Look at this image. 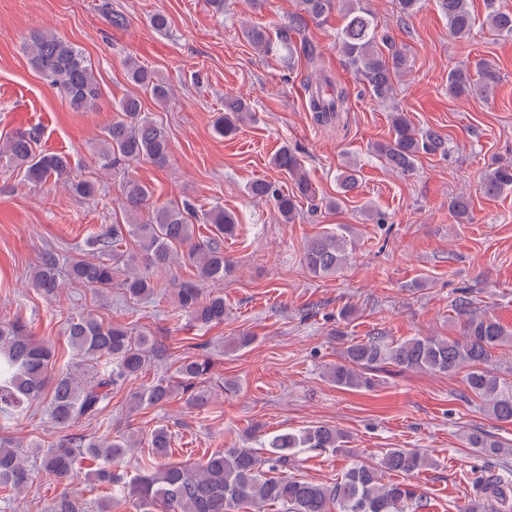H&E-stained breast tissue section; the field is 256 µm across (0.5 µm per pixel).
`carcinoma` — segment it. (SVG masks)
Masks as SVG:
<instances>
[{"label": "carcinoma", "instance_id": "cac0c4a2", "mask_svg": "<svg viewBox=\"0 0 512 512\" xmlns=\"http://www.w3.org/2000/svg\"><path fill=\"white\" fill-rule=\"evenodd\" d=\"M438 10L448 19L450 32L458 38L471 35L475 18L468 0H436ZM486 23L500 35L512 37V12L487 0ZM343 16V26L336 35V47L347 67L364 84L374 99L381 102L395 91V82L404 74L408 59L397 49L391 37L381 33L371 10L362 0H300L298 10L288 14V22L270 34L266 28L248 25L242 33L254 51L262 56L294 59L302 54L317 65L320 52L308 41L294 40L306 31L309 23H320L333 11ZM30 66L68 100L77 112H94L99 108L101 88L92 64L83 51L55 32L35 30L25 42ZM128 77L150 90L159 103L167 102L172 88L148 67L129 59L125 62ZM499 82V72L486 59L475 64V72L455 69L448 72V92L460 96L473 91L489 94ZM309 110L320 125H329L345 111L346 89L327 74L307 76ZM112 122L103 128L95 158L104 170L124 172L121 184L122 207L127 222L112 224L84 242L87 255L65 259L68 275L76 282L107 291L118 275L120 285L132 298L152 297L157 284L149 270L169 266L182 257L196 268L195 279L176 284V310L201 327L224 323V296L205 293L209 285L224 283L233 276L234 261L224 254V239L235 236L237 217L215 206L202 210L188 202L170 203L149 208L152 191L145 183L129 175V169L143 160L165 167L170 159V138L163 123L142 110L135 97H126L112 107ZM252 115L251 104L242 97L224 103V114L214 124V132L223 138L233 137L240 124ZM41 128L33 126L19 132L0 145V161L6 160L30 184H42L54 178L66 182L76 196L91 198L95 185L71 173L69 159L40 149ZM390 169L409 173L422 154L445 156L448 142L437 131H418L406 113L391 115V137L374 147ZM271 163L288 175L298 193H288L276 184L254 181L248 192L252 197L270 201L283 224L294 222L300 199L319 201L328 210H336L343 198L358 186L356 169L337 175V195L316 199L301 159L290 148L281 147ZM483 193L496 198L512 192V161H501L482 178ZM449 210L462 223L472 219L470 200L453 197ZM206 224L212 236L201 239L195 228ZM132 239L138 251L120 249ZM351 242L344 226L321 232L309 239L303 249L302 263L314 277L336 275L347 264ZM59 254L47 250L37 257L31 286L45 297L53 298L58 285ZM462 319V338L448 340L415 337L389 342L382 333H373L348 344L343 360L326 370L327 379L338 388L361 389L374 385L371 372L391 365L400 370H434L452 374L466 369L464 382L468 395L502 422H512V380L499 375L492 366V353L512 343V330L498 320L477 313L472 300L459 297L454 304ZM67 342L80 358L79 368L49 371L54 357L53 345L39 339L20 318L0 323V487L24 491L32 481L28 451L17 439L5 434L8 424L26 406L42 395L49 397L48 415L62 432L56 445L40 457L39 470L61 485L75 476L78 458L87 455L101 458L112 466L122 460L141 441L125 434L112 439H92L70 434L68 430L82 419L93 420L103 411L112 394L137 378L154 356L161 351L157 338L136 333L122 325L105 323L88 314L68 322ZM193 352L177 361L173 377L164 376L129 395L138 407L158 406L180 397L186 407L199 408L208 402L198 384L209 374L213 361L206 344L192 346ZM470 447L487 457L507 452L492 435L472 433ZM151 448L150 471L130 480L112 469L96 473L100 483L112 487V500L99 506L98 512H112L121 502H128L136 512H241L250 507L261 512L268 504L279 505L283 512H408L423 507L422 496L412 485L383 482L389 472L413 475L435 465L433 458L420 448H389L379 463H355L344 476L332 483H312L286 476L294 458V449L313 448L350 455L345 434L332 426L315 425L296 432H285L267 439L266 452L257 454L250 447L234 446L212 453L203 464L180 465L166 458L171 448V433L161 425L147 438ZM476 496L492 501L505 512L512 508V480L497 473L481 476L475 483ZM48 512H82L79 505L61 494Z\"/></svg>", "mask_w": 512, "mask_h": 512}]
</instances>
